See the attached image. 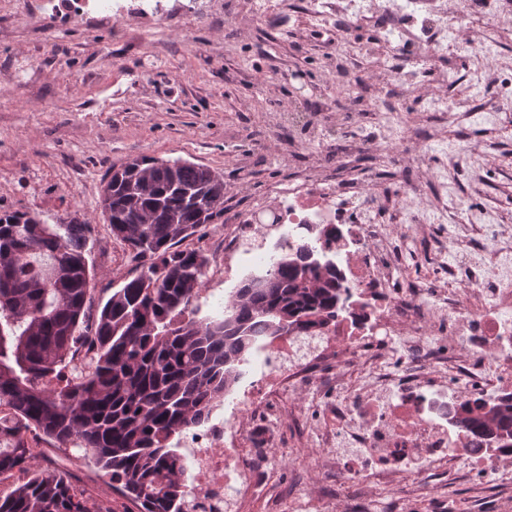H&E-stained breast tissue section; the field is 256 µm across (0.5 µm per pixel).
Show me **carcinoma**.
<instances>
[{"instance_id": "1", "label": "carcinoma", "mask_w": 512, "mask_h": 512, "mask_svg": "<svg viewBox=\"0 0 512 512\" xmlns=\"http://www.w3.org/2000/svg\"><path fill=\"white\" fill-rule=\"evenodd\" d=\"M224 174L184 159L141 156L112 168L101 208L140 274L92 308L89 225L47 224L0 211V404L25 429L75 448L143 512H186L192 478L178 437L207 422L232 391L259 337L336 317L347 301L336 273L309 252H285L243 280L224 318H185L209 258L179 245L224 216ZM94 324L93 354L76 360ZM459 424L489 436L512 405L467 410ZM0 474L34 458L21 434L3 442ZM0 512H95L60 473H34Z\"/></svg>"}]
</instances>
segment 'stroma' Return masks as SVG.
<instances>
[{
  "label": "stroma",
  "instance_id": "stroma-1",
  "mask_svg": "<svg viewBox=\"0 0 512 512\" xmlns=\"http://www.w3.org/2000/svg\"><path fill=\"white\" fill-rule=\"evenodd\" d=\"M72 0H41L42 16L23 8L0 19V208L34 211L58 224L78 217L90 226L86 258L94 277L92 298L139 269L126 246L113 238L102 215V190L113 167L128 159L182 158L222 172L234 188L225 213L292 172L265 141L269 113L291 112L304 91L317 89L325 72L319 41L272 29L252 38H224L232 0H211L209 13L173 10L161 27L133 24L126 41L112 27L77 20L59 25ZM274 68L282 79L258 85L259 71ZM254 432L271 498L252 512H272V499L304 512L308 482L292 463L296 442L281 431L266 441ZM512 512V497L489 480H440L420 512Z\"/></svg>",
  "mask_w": 512,
  "mask_h": 512
}]
</instances>
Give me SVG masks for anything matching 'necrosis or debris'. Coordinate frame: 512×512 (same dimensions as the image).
I'll list each match as a JSON object with an SVG mask.
<instances>
[{
	"label": "necrosis or debris",
	"instance_id": "necrosis-or-debris-1",
	"mask_svg": "<svg viewBox=\"0 0 512 512\" xmlns=\"http://www.w3.org/2000/svg\"><path fill=\"white\" fill-rule=\"evenodd\" d=\"M78 14L116 22L162 17L163 0H78ZM251 30L315 24L339 92L304 112H274L269 131L296 171L224 227L223 255L199 296L223 313L235 281L273 255L309 246L351 297L325 325L261 344L228 409L180 436L191 459L190 512H249L265 481L249 464L252 417L302 391L317 421L289 415L320 453L300 469L358 488L429 494L439 467L512 485V439L475 438L461 408L512 401V209L480 208L493 164L479 134L512 130V72L488 62L482 28L504 32L512 0L486 17L480 0H240ZM375 30L378 41L355 36ZM476 62L477 93L448 94L460 61ZM420 111L404 107L406 95ZM469 189L452 193L458 171Z\"/></svg>",
	"mask_w": 512,
	"mask_h": 512
}]
</instances>
